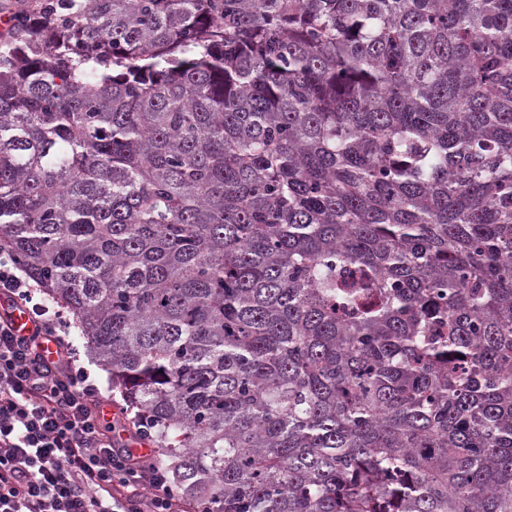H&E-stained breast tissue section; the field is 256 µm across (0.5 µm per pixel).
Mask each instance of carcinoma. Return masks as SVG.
<instances>
[{
  "instance_id": "obj_1",
  "label": "carcinoma",
  "mask_w": 512,
  "mask_h": 512,
  "mask_svg": "<svg viewBox=\"0 0 512 512\" xmlns=\"http://www.w3.org/2000/svg\"><path fill=\"white\" fill-rule=\"evenodd\" d=\"M0 251L194 512H512V0H44Z\"/></svg>"
}]
</instances>
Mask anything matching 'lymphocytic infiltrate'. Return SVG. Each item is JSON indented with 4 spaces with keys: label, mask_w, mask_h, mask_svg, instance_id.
I'll list each match as a JSON object with an SVG mask.
<instances>
[{
    "label": "lymphocytic infiltrate",
    "mask_w": 512,
    "mask_h": 512,
    "mask_svg": "<svg viewBox=\"0 0 512 512\" xmlns=\"http://www.w3.org/2000/svg\"><path fill=\"white\" fill-rule=\"evenodd\" d=\"M17 306L33 335L14 330L6 312ZM70 328L0 253V512H181L156 464L116 447ZM45 341L57 359L41 354Z\"/></svg>",
    "instance_id": "lymphocytic-infiltrate-1"
}]
</instances>
